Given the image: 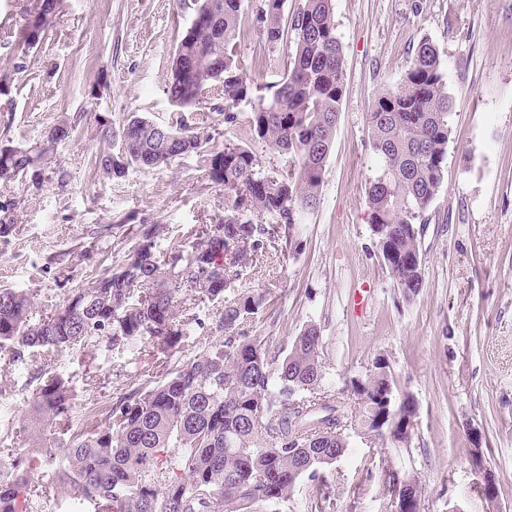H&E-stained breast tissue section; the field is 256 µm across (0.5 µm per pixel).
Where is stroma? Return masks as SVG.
I'll return each instance as SVG.
<instances>
[{
    "instance_id": "obj_1",
    "label": "stroma",
    "mask_w": 512,
    "mask_h": 512,
    "mask_svg": "<svg viewBox=\"0 0 512 512\" xmlns=\"http://www.w3.org/2000/svg\"><path fill=\"white\" fill-rule=\"evenodd\" d=\"M32 3L0 0V68L23 64L0 96V144L23 147L62 119L80 120L56 144L42 185L0 180V204L13 203L15 216L0 237V288L29 295L36 321L72 289L120 267L142 225H166L173 241L222 218L224 189L194 154L154 172L130 167L120 179L95 165L120 147L119 138L101 139L96 117L117 131L133 114L176 123L164 87L190 11L178 0H60L40 44L24 54L16 38ZM263 6L248 0L235 44L261 89L281 79L291 51L286 42L265 45ZM335 24L344 94L321 202L298 229L297 252L269 243L243 279L269 292L250 329L279 348L316 324L326 387L342 391L381 360L396 399H411L417 413L409 447L350 433L325 491L300 478L279 512H318L324 494L334 512H388V466L418 479L425 512L456 505L512 512V0H335ZM423 40L439 51L456 108L447 171L425 217L423 286L407 300L369 226L368 114L383 89L400 83ZM222 102L220 87H209L212 146L231 139L248 146L266 173L285 170V155L250 138L249 107L228 128L216 110ZM356 291L364 304L354 308ZM156 360L154 352L109 351L98 340L18 362L0 353V448L34 447L27 425L39 373L69 380L79 427L105 413L113 394L149 381ZM476 442L498 479L492 503L475 491L468 450Z\"/></svg>"
}]
</instances>
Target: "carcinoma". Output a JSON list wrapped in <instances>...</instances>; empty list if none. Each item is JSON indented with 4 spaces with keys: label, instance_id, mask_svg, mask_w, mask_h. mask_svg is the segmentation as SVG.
Segmentation results:
<instances>
[{
    "label": "carcinoma",
    "instance_id": "1",
    "mask_svg": "<svg viewBox=\"0 0 512 512\" xmlns=\"http://www.w3.org/2000/svg\"><path fill=\"white\" fill-rule=\"evenodd\" d=\"M58 0H37L18 30L32 35L56 15ZM243 0H186L192 20L179 40L164 93L179 109L177 127L131 115L119 132L118 154L95 161L116 179L129 167L153 171L189 154H206L210 180L224 187V217L205 224L195 240L169 246L158 260L150 224L124 263L104 270L89 288H76L54 313L33 323L30 298L0 289V352L18 360L36 350L62 353L89 339L117 351H179L191 337L198 352L164 365L159 380L118 394L111 408L84 430L73 428L74 394L58 375L39 377L35 393L41 426L66 438L49 447L0 448V512H20L21 501L52 495L79 512H258L288 500L306 475L318 485L348 447L351 428L394 440L411 401H394L385 363L346 384L350 402L323 386L321 336L310 324L286 349L247 329L266 307L264 289L236 288L253 257L277 239L285 252L298 246L304 215L320 204L326 160L333 146L344 90V54L336 34L334 0H304L287 19L284 0H265L259 22L268 44L291 40L282 79L258 95L235 58ZM223 88L224 123L251 107L250 135L288 155V170H262L246 146L209 147L197 121L203 91ZM454 99L439 52L421 41L401 82L383 89L369 112L375 176L366 189L369 223L383 262L404 296L423 286L419 228L447 169ZM76 123L54 126L44 142L26 148L0 145V179L42 178L50 146L70 137ZM267 215L268 223L250 216ZM217 305L209 335L198 304ZM72 312L71 319L56 320ZM41 470L44 479H34Z\"/></svg>",
    "mask_w": 512,
    "mask_h": 512
}]
</instances>
